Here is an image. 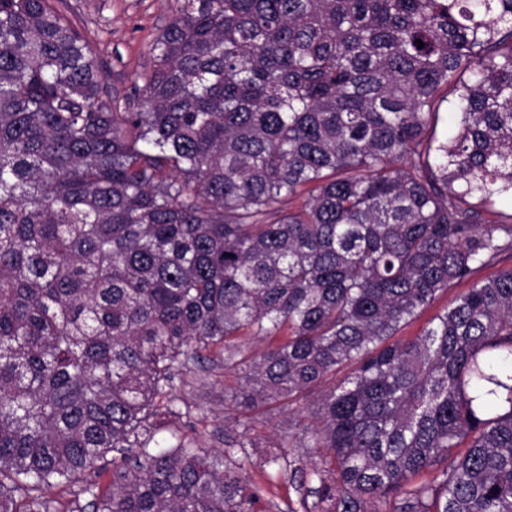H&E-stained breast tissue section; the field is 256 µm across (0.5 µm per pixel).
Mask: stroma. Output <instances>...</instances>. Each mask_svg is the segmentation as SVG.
<instances>
[{
  "label": "stroma",
  "instance_id": "stroma-1",
  "mask_svg": "<svg viewBox=\"0 0 512 512\" xmlns=\"http://www.w3.org/2000/svg\"><path fill=\"white\" fill-rule=\"evenodd\" d=\"M56 6L80 27L101 69L106 90L115 109L137 111L141 100L143 78L152 67L150 49L168 24L174 0H55ZM238 379L222 368L205 365L187 375L185 382L176 383L174 393L192 404L191 417L175 418L168 430L158 434L161 445L174 444L175 434L192 437L203 448L225 452V439L238 437L242 431L235 410L226 409L224 394L237 387ZM286 415L260 416L255 425L254 448L247 454L251 464L248 473L257 481L268 484L270 512L293 508L299 512L303 491L294 477L295 468H310L308 457L299 449H291L290 469L270 477L269 459L274 449L268 446L273 425L285 422ZM112 481V463L104 461L98 472L84 477L79 484L44 489L43 496L52 502L56 512H72L74 503L89 505L92 489H105Z\"/></svg>",
  "mask_w": 512,
  "mask_h": 512
}]
</instances>
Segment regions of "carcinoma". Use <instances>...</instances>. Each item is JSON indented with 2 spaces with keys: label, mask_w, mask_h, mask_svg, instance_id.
<instances>
[{
  "label": "carcinoma",
  "mask_w": 512,
  "mask_h": 512,
  "mask_svg": "<svg viewBox=\"0 0 512 512\" xmlns=\"http://www.w3.org/2000/svg\"><path fill=\"white\" fill-rule=\"evenodd\" d=\"M177 2L116 112L51 0H0V512L112 452L94 512H267L248 460L153 449L207 363L308 399L271 444L304 512H512V216L469 201L512 193V0ZM456 99L453 95L448 96V101L442 102L439 108V116L435 125L428 131V137L432 140L433 146L439 141L452 138L458 129L460 116L457 113ZM464 288H467L466 283L461 284L458 288L454 289L448 294L441 295L437 302H435L429 309H427L414 323L411 324V326L407 327L403 331L404 336H416L419 334L421 330L427 326L429 320L441 309L449 305L455 296Z\"/></svg>",
  "instance_id": "cac0c4a2"
}]
</instances>
